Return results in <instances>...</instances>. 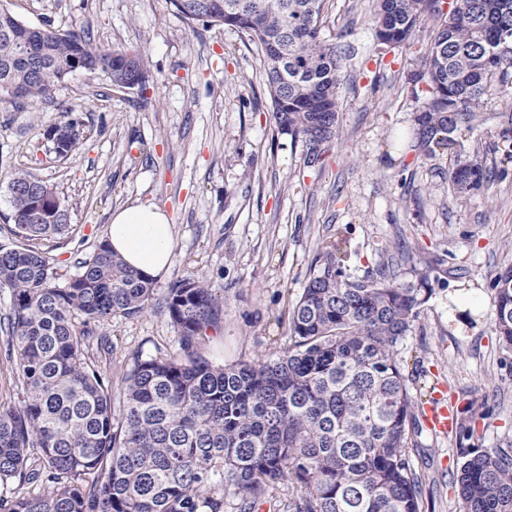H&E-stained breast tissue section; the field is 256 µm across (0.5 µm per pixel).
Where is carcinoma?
<instances>
[{
	"label": "carcinoma",
	"instance_id": "1",
	"mask_svg": "<svg viewBox=\"0 0 512 512\" xmlns=\"http://www.w3.org/2000/svg\"><path fill=\"white\" fill-rule=\"evenodd\" d=\"M188 25L205 21L244 32L260 51L271 120L305 148L313 166L338 135V89L347 58L343 34L321 35L324 0H170ZM388 0L404 43L421 23L437 21L413 94L417 146L433 157L455 144L461 123L484 97L512 86V0ZM19 19L0 7V103L34 105L74 71L109 77L123 67L147 82L142 50L104 49L85 31L49 26L32 32L30 65L4 60L19 42ZM288 57L279 75L269 50ZM504 156L512 159V107L497 113ZM11 174L15 239L0 247V289L12 296L5 326L8 358L22 380L18 406L0 409V484L36 480L35 495L0 493V512H424L423 477L412 448L423 403L407 384L399 346L433 294L434 266L412 268L404 282L382 269L350 273L349 240L336 229L311 265L288 315V346L276 355L215 365L197 351L222 304L202 275L168 290L165 310L180 349L134 363L122 379L120 409L109 381L88 362L84 341L112 316L153 308V279L127 267L101 241L64 287L38 241L69 230L68 212L49 186ZM491 168L474 150L448 168L456 197L488 185ZM490 323L512 354V266L490 281ZM476 401L460 410L452 433L460 460L452 483L459 512H512V450L470 444ZM37 450V456L30 449Z\"/></svg>",
	"mask_w": 512,
	"mask_h": 512
}]
</instances>
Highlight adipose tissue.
<instances>
[{
    "instance_id": "obj_1",
    "label": "adipose tissue",
    "mask_w": 512,
    "mask_h": 512,
    "mask_svg": "<svg viewBox=\"0 0 512 512\" xmlns=\"http://www.w3.org/2000/svg\"><path fill=\"white\" fill-rule=\"evenodd\" d=\"M113 249L131 268L151 278L173 262L174 226L167 211L152 202L116 209L107 230Z\"/></svg>"
}]
</instances>
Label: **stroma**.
<instances>
[{"label":"stroma","instance_id":"stroma-1","mask_svg":"<svg viewBox=\"0 0 512 512\" xmlns=\"http://www.w3.org/2000/svg\"><path fill=\"white\" fill-rule=\"evenodd\" d=\"M377 0H326L323 33H345L348 58L339 89V132L323 166L304 165V148L277 135L256 46L240 31L187 25L168 0H0L21 21L66 31L84 29L106 49L145 51V90L113 87L102 73L78 70L46 101L0 106V225L12 209V172L53 186L69 214L68 234L43 252L66 284L80 271L113 211L136 202L163 206L174 226L169 273L154 281V311L113 317L107 343L84 349L112 384L134 362L179 348L164 310L171 285L203 275L224 303L199 344L210 362L230 364L278 353L288 344V311L317 255L349 226L352 272L366 277L399 262L406 240L417 258L437 261L434 294L402 344L405 375L421 369L432 388L486 400L489 416L475 445L512 440V367L489 319L488 284L512 265V162L498 151L496 115L512 88L485 100L458 149L482 147L496 167L493 182L456 198L448 192V156L414 148L421 102L408 77L434 27L421 26L400 46L380 51ZM74 119L82 137L55 158L45 129ZM426 512H457L451 488L459 449L451 435L418 437Z\"/></svg>","mask_w":512,"mask_h":512}]
</instances>
